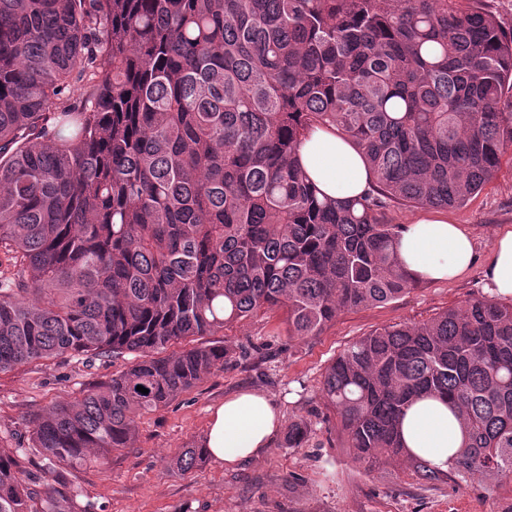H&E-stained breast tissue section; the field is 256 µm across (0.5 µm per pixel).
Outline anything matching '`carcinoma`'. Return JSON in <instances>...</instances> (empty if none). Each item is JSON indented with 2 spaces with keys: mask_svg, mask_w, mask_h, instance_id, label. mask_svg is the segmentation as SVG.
<instances>
[{
  "mask_svg": "<svg viewBox=\"0 0 512 512\" xmlns=\"http://www.w3.org/2000/svg\"><path fill=\"white\" fill-rule=\"evenodd\" d=\"M329 126L364 155L367 196L321 199L301 166L302 140ZM508 150L512 33L483 0H0V372L135 355L35 414L28 447L0 445V512H77L64 469L132 447L141 415L229 355H155L169 343L269 311L316 336L418 287L377 211L461 207ZM321 396L368 472L405 457L448 478L401 437L426 396L461 425V481L512 475V301L378 329ZM308 432L289 422L288 447ZM206 461L191 446L166 467Z\"/></svg>",
  "mask_w": 512,
  "mask_h": 512,
  "instance_id": "obj_1",
  "label": "carcinoma"
}]
</instances>
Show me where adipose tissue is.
Segmentation results:
<instances>
[{
  "mask_svg": "<svg viewBox=\"0 0 512 512\" xmlns=\"http://www.w3.org/2000/svg\"><path fill=\"white\" fill-rule=\"evenodd\" d=\"M298 159L318 188L338 200L363 195L374 179L361 152L327 128H316L303 140ZM397 252L404 269L424 281L454 280L475 259L472 239L460 225L444 217L404 225ZM486 278L493 295L512 297V231L496 238ZM279 427L278 407L260 393L245 391L225 399L213 411L203 446L214 460L233 465L268 448ZM403 437L408 448L442 471L462 440L454 414L432 399L418 401L408 410Z\"/></svg>",
  "mask_w": 512,
  "mask_h": 512,
  "instance_id": "1",
  "label": "adipose tissue"
}]
</instances>
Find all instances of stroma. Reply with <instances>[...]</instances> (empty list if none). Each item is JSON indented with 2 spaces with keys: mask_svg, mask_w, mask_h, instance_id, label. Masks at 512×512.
Listing matches in <instances>:
<instances>
[{
  "mask_svg": "<svg viewBox=\"0 0 512 512\" xmlns=\"http://www.w3.org/2000/svg\"><path fill=\"white\" fill-rule=\"evenodd\" d=\"M460 224L475 247L473 266L447 282H423L401 297L341 312L316 336L293 338L282 313L268 312L173 344V351L223 344L232 356L194 388L138 421L133 447L99 468L69 476L85 512H512V477L420 480L405 459L368 473L341 448L336 418L320 397L327 367L347 345L387 326L424 322L468 299L489 295L485 278L495 238L512 230V154L494 179L458 208L389 203L379 219L408 224L428 217ZM125 359L57 358L0 373V442L27 444V419L56 401H73L112 375ZM263 393L283 421L303 419L310 432L298 448L284 433L256 458L228 466L207 461L187 473L167 470L183 448L202 445L213 407L236 393Z\"/></svg>",
  "mask_w": 512,
  "mask_h": 512,
  "instance_id": "1",
  "label": "stroma"
}]
</instances>
